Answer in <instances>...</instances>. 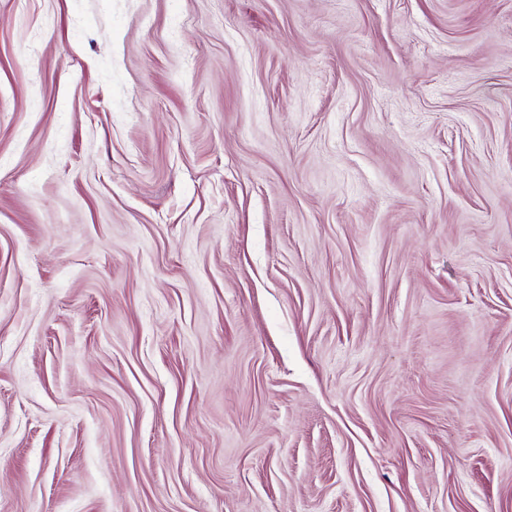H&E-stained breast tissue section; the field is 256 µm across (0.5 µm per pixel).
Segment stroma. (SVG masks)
<instances>
[{"instance_id":"stroma-1","label":"stroma","mask_w":512,"mask_h":512,"mask_svg":"<svg viewBox=\"0 0 512 512\" xmlns=\"http://www.w3.org/2000/svg\"><path fill=\"white\" fill-rule=\"evenodd\" d=\"M0 512H512V0H0Z\"/></svg>"}]
</instances>
